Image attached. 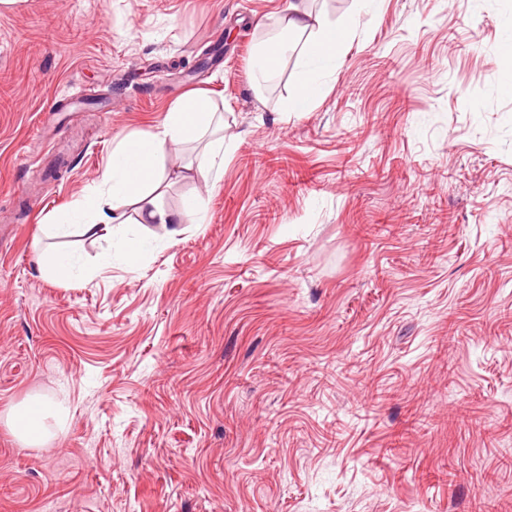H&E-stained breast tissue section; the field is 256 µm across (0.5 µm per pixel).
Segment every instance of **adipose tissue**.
<instances>
[{
  "mask_svg": "<svg viewBox=\"0 0 512 512\" xmlns=\"http://www.w3.org/2000/svg\"><path fill=\"white\" fill-rule=\"evenodd\" d=\"M352 22L336 26L322 24L302 0H294L282 18L279 37L261 42L258 62L249 79L255 93H262L276 80L292 49L291 37L300 36L304 45L297 64L301 75L283 102L285 112H303L324 93L325 80L331 76L352 33ZM190 143L196 151L195 164L188 170L203 181L217 178L224 163V117L216 112L202 93H192L167 112L157 132L144 136H125L112 151V160L102 174L103 190L87 194L74 208L67 223L49 225L56 236L71 232L90 238H108L112 229L109 214L133 206L141 224H179L185 216L195 223L206 221L201 198L186 199L177 211H168L157 203L170 182L164 172V159L170 145ZM49 404L34 398L14 407L9 422L14 434L25 444L38 445L50 436L47 420Z\"/></svg>",
  "mask_w": 512,
  "mask_h": 512,
  "instance_id": "obj_1",
  "label": "adipose tissue"
}]
</instances>
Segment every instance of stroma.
<instances>
[{"label": "stroma", "instance_id": "stroma-1", "mask_svg": "<svg viewBox=\"0 0 512 512\" xmlns=\"http://www.w3.org/2000/svg\"><path fill=\"white\" fill-rule=\"evenodd\" d=\"M288 2L0 9V512H512V0H312L356 25L297 113L294 60L248 80ZM196 90L221 176L160 204L205 223L42 236ZM126 235L138 268L97 269ZM31 397L62 411L38 447L7 422ZM150 250V243L147 239L141 237L127 238L123 244L122 258L125 265L134 269L140 260ZM38 263L50 276L71 280L85 272L80 261L69 253L44 250L38 255Z\"/></svg>", "mask_w": 512, "mask_h": 512}]
</instances>
